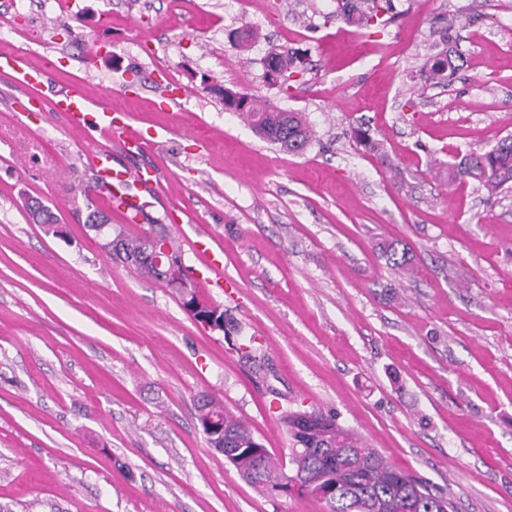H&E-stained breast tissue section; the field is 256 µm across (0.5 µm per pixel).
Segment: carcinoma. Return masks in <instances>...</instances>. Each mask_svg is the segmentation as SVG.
Returning <instances> with one entry per match:
<instances>
[{
  "label": "carcinoma",
  "mask_w": 512,
  "mask_h": 512,
  "mask_svg": "<svg viewBox=\"0 0 512 512\" xmlns=\"http://www.w3.org/2000/svg\"><path fill=\"white\" fill-rule=\"evenodd\" d=\"M366 2V12L347 2L336 16L367 26L373 20L378 25L385 24L383 16L392 12L393 0ZM426 64L431 72L440 75L448 69L447 52L430 54ZM237 96L240 103L236 112L260 138L293 154L310 145L313 131L302 113L271 106L247 92ZM455 176L474 179L491 194L511 191L512 140L503 139L489 150L468 155L457 165ZM107 222L108 217L98 210L87 216V227L109 239L108 254L112 258L174 289L181 298L191 303L196 300L195 288L167 279L166 269L154 261V252L161 246L176 259H182L169 236L130 237L120 225L104 227ZM386 258L393 269L410 270L406 250L392 245L386 250ZM211 418L222 422L224 436L210 435L208 429H203L210 447L241 448L245 452L262 447L248 425L204 395L198 401V420L204 425ZM284 424L292 441L289 464L293 475L311 485L306 495L326 503L330 512H449L447 498L394 467L377 449L338 424L334 416L317 410L289 411L284 415ZM231 464L260 493H283L282 466L270 453L264 454L261 470L256 472L252 470L251 457L245 454Z\"/></svg>",
  "instance_id": "cac0c4a2"
}]
</instances>
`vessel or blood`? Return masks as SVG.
Segmentation results:
<instances>
[{"label":"vessel or blood","instance_id":"vessel-or-blood-1","mask_svg":"<svg viewBox=\"0 0 512 512\" xmlns=\"http://www.w3.org/2000/svg\"><path fill=\"white\" fill-rule=\"evenodd\" d=\"M53 70V65L49 64L24 73V83L38 90L37 96L31 100L32 107L57 113L70 129L84 135L100 133L115 137L122 142L123 146L139 150L147 146V138L130 129L125 113L97 109L95 92L87 84L77 83L49 96L40 95V88L48 83ZM87 155L98 184L106 193L108 200L116 203L132 216H139L142 204L137 191L157 184L156 170L151 167L135 171L114 168L111 155L101 150H88ZM214 244L215 237L212 231L205 226L199 227L192 242V248L197 256L207 262L212 271L218 273L221 272L222 267L215 253Z\"/></svg>","mask_w":512,"mask_h":512}]
</instances>
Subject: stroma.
Here are the masks:
<instances>
[{
	"instance_id": "stroma-1",
	"label": "stroma",
	"mask_w": 512,
	"mask_h": 512,
	"mask_svg": "<svg viewBox=\"0 0 512 512\" xmlns=\"http://www.w3.org/2000/svg\"><path fill=\"white\" fill-rule=\"evenodd\" d=\"M386 26L334 17L336 0H0V51L56 63L44 94L111 88L101 105L150 132L112 164L157 169L124 224L93 193L78 135L0 76V505L10 512H328L265 496L209 448L207 394L287 462L282 416L317 409L452 512H512V192L448 178L512 136V0H393ZM451 26V70L425 62ZM258 34L251 47L237 36ZM292 48L289 89L262 60ZM229 87L304 113L301 154L225 110ZM379 146L366 152L353 127ZM51 206L59 234L29 221ZM133 236L168 234L227 332L161 283L112 261L93 210ZM215 235L211 285L190 241ZM407 248L398 275L384 244ZM256 337L260 365L233 349Z\"/></svg>"
}]
</instances>
